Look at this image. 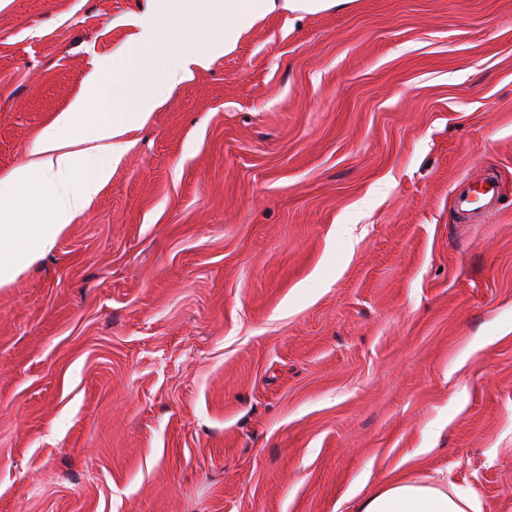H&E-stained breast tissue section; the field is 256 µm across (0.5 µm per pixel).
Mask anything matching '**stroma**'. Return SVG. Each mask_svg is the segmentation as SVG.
<instances>
[{
  "instance_id": "stroma-1",
  "label": "stroma",
  "mask_w": 512,
  "mask_h": 512,
  "mask_svg": "<svg viewBox=\"0 0 512 512\" xmlns=\"http://www.w3.org/2000/svg\"><path fill=\"white\" fill-rule=\"evenodd\" d=\"M153 6L0 0V178ZM124 142L0 288V512H512V0L276 10ZM500 199L499 183L494 176H487L476 184L466 185L454 198L455 208L464 219L484 217L496 212ZM356 512H479L465 488L448 491L415 481L388 483L363 498Z\"/></svg>"
}]
</instances>
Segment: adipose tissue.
<instances>
[{"mask_svg": "<svg viewBox=\"0 0 512 512\" xmlns=\"http://www.w3.org/2000/svg\"><path fill=\"white\" fill-rule=\"evenodd\" d=\"M168 13L147 18L132 39L139 65L120 68L107 55L93 63L87 82L69 108L41 135L42 158L0 180V288L51 251L73 217L87 207L112 176L122 136L161 105L158 83L175 86L206 65L217 49L233 51L247 27L275 9L313 11L344 0H168ZM223 22L224 35L211 30ZM112 116H104V105ZM104 143V151H72L70 134ZM357 512H479L464 488L415 481L386 484L363 498Z\"/></svg>", "mask_w": 512, "mask_h": 512, "instance_id": "adipose-tissue-1", "label": "adipose tissue"}]
</instances>
